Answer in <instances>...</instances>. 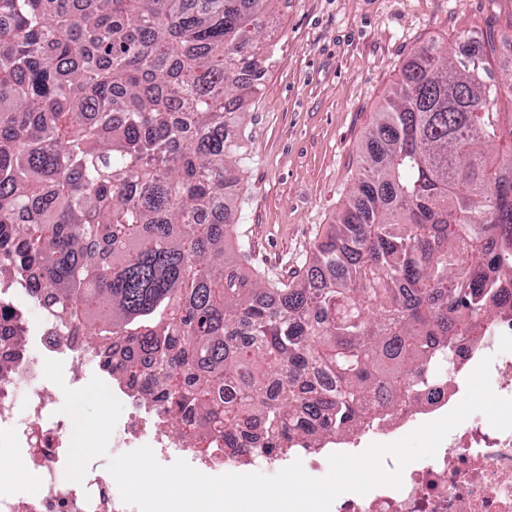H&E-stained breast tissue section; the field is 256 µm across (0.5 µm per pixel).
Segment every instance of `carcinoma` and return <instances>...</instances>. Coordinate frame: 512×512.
Here are the masks:
<instances>
[{"label":"carcinoma","mask_w":512,"mask_h":512,"mask_svg":"<svg viewBox=\"0 0 512 512\" xmlns=\"http://www.w3.org/2000/svg\"><path fill=\"white\" fill-rule=\"evenodd\" d=\"M271 0H0V272L238 447L350 432L448 378L512 310L509 80L485 52L417 50L305 275L224 251L235 134L269 56ZM42 209L36 224L15 217ZM103 240L105 256L84 248Z\"/></svg>","instance_id":"obj_1"}]
</instances>
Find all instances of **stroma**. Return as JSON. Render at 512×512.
<instances>
[{
  "mask_svg": "<svg viewBox=\"0 0 512 512\" xmlns=\"http://www.w3.org/2000/svg\"><path fill=\"white\" fill-rule=\"evenodd\" d=\"M271 11L268 70L241 118L250 160L231 206L242 217L224 246L246 235L241 272L288 280L336 223L367 133L414 52L453 51L474 32L496 52L512 37V0H273ZM45 371L61 411L79 407L86 421L121 411L97 367L86 368L76 405L64 361Z\"/></svg>",
  "mask_w": 512,
  "mask_h": 512,
  "instance_id": "stroma-1",
  "label": "stroma"
}]
</instances>
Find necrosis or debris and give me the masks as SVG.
<instances>
[{
	"mask_svg": "<svg viewBox=\"0 0 512 512\" xmlns=\"http://www.w3.org/2000/svg\"><path fill=\"white\" fill-rule=\"evenodd\" d=\"M0 320V459L22 458L36 483L0 488V512H136L125 505L107 467L73 455L81 437L76 413L59 414L57 398L43 371L47 357L63 358L71 385H81L86 366L99 349L52 321L30 333L26 315L14 304ZM492 357L490 386L512 398V311L493 323L477 351L465 353L447 386L427 388L420 401L405 403L360 430L333 433L315 446H276L257 455L246 448L207 454L188 447L169 431L166 405L148 401L143 389L113 377L112 389L123 411L112 420L113 447L150 446L159 463L182 459L210 476L277 472L302 461L305 472L320 479L329 471L332 453L356 455L369 446L388 445L418 427L450 413L466 391V376ZM23 404H16L17 391ZM385 471L402 470L400 488L379 486L360 495L338 496L330 512H512V430L493 428L485 415H470L452 429L435 457L399 468L393 454L382 458Z\"/></svg>",
	"mask_w": 512,
	"mask_h": 512,
	"instance_id": "4bbe7bcc",
	"label": "necrosis or debris"
}]
</instances>
